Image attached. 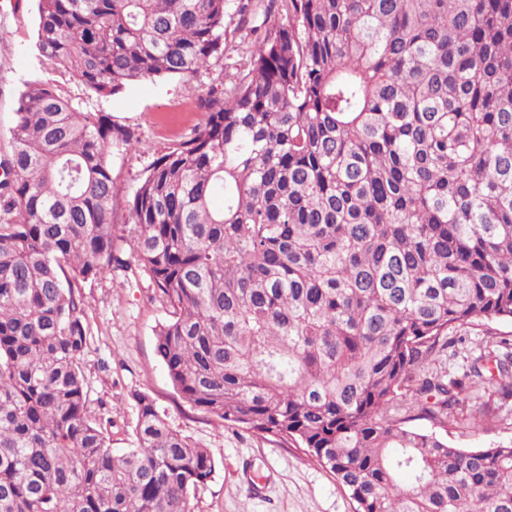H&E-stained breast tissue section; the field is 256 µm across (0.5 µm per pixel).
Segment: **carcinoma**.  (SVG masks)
<instances>
[{"label":"carcinoma","instance_id":"cac0c4a2","mask_svg":"<svg viewBox=\"0 0 512 512\" xmlns=\"http://www.w3.org/2000/svg\"><path fill=\"white\" fill-rule=\"evenodd\" d=\"M226 0H38L51 69L110 97L224 57ZM288 24L129 201L169 308L156 350L224 423L298 448L355 512H512V444L459 448L472 388L512 401V342L459 378L461 327L512 322V0H271ZM0 157V512H192L209 452L146 395L130 447L89 399L79 284L115 248L109 149L58 85ZM221 196L216 207L213 198Z\"/></svg>","mask_w":512,"mask_h":512}]
</instances>
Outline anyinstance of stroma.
Here are the masks:
<instances>
[{"mask_svg":"<svg viewBox=\"0 0 512 512\" xmlns=\"http://www.w3.org/2000/svg\"><path fill=\"white\" fill-rule=\"evenodd\" d=\"M285 21V11L270 0H227L224 59L217 68L191 77L145 80L125 93L100 97L80 81L47 68L35 48L37 0H0V155L11 144L18 95L33 81L62 86L83 111L104 112L129 128L132 146L109 153L118 191L113 220L130 223L128 202L150 164L169 147L187 139L201 121L197 99L208 91L227 96L247 74L257 40ZM128 264L80 288L88 347L82 359L89 397L111 419L109 445L129 447L137 418L136 397L148 395L174 430L208 449L215 470L191 496L193 512H354L348 495L312 457L273 438L224 424L194 407L172 386L156 353L155 331L169 317L150 277L133 260V244L116 241ZM512 339V323L492 321L461 330L462 348L443 354L436 367L457 376L467 371L471 354L487 335ZM496 406L488 390L470 393L448 421L443 435L453 445L476 448L512 443V415L471 427L472 403Z\"/></svg>","mask_w":512,"mask_h":512,"instance_id":"1","label":"stroma"}]
</instances>
